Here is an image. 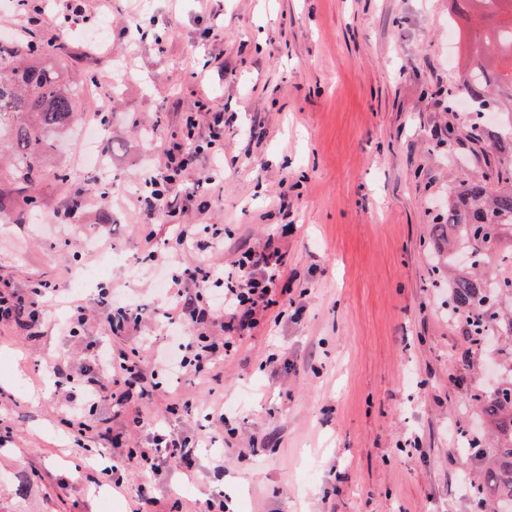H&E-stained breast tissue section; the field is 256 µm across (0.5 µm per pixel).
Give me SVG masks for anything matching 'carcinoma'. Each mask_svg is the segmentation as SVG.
<instances>
[{
  "label": "carcinoma",
  "mask_w": 512,
  "mask_h": 512,
  "mask_svg": "<svg viewBox=\"0 0 512 512\" xmlns=\"http://www.w3.org/2000/svg\"><path fill=\"white\" fill-rule=\"evenodd\" d=\"M453 2L461 15L471 9L483 18L508 14L489 35L467 43L473 64L462 79L475 105L472 129L495 134L503 146L497 164L448 206V234L436 252H448L450 267L459 251L470 258V266L448 277V315L459 320L477 313L479 325L473 336L512 337V314L498 308L501 297L512 295V244L499 248L504 236L512 240V146H507L512 143V114L503 113L504 102L512 103V67H494V54L512 56V0ZM18 55V49L0 45V138L9 135L6 149L17 177L33 189L39 160L50 146L48 135L63 133L77 121L78 90L65 76L64 57L46 60L39 47L27 49V61ZM501 369L503 377L496 388L471 394L495 432L497 456L496 465L472 483V512H482L484 505L494 512H512V355ZM462 448L469 459H483L479 436L466 437Z\"/></svg>",
  "instance_id": "obj_1"
}]
</instances>
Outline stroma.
Segmentation results:
<instances>
[{
	"mask_svg": "<svg viewBox=\"0 0 512 512\" xmlns=\"http://www.w3.org/2000/svg\"><path fill=\"white\" fill-rule=\"evenodd\" d=\"M82 5L88 29L109 23L95 50L59 7L35 31L92 78L77 122L41 164L36 206L0 157V285L41 279L61 296L37 329L0 324V428L12 430L0 446V512H132L141 478L125 448L160 427L199 433L217 410L234 436L200 449L192 472L166 468L153 486L157 512H204L217 496L229 512H472L465 477L476 466L459 438L482 431L469 395L499 382L502 355L469 350L425 247L442 233L435 215L498 153L476 137L467 99L448 103L468 64L467 22L449 20L451 0ZM216 102L254 135L225 130L224 163L197 196L206 208L184 222L223 226V245L208 254L216 265L282 233L298 311L243 337L218 379L160 372L144 427L104 458L103 437L79 448L61 426L51 366L90 364L86 343L108 333L101 289L135 304L153 298L159 273L145 238L160 245L168 231L146 223L139 188L164 171L184 115ZM105 103L100 174L86 166L84 135ZM110 252L122 264L76 290L75 274ZM67 298L90 310L78 337L63 329ZM112 345L174 352L179 343L155 314Z\"/></svg>",
	"mask_w": 512,
	"mask_h": 512,
	"instance_id": "35a3bbf8",
	"label": "stroma"
}]
</instances>
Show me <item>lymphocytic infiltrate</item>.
<instances>
[{"label":"lymphocytic infiltrate","instance_id":"obj_1","mask_svg":"<svg viewBox=\"0 0 512 512\" xmlns=\"http://www.w3.org/2000/svg\"><path fill=\"white\" fill-rule=\"evenodd\" d=\"M234 116L225 115L223 107L212 106L207 120L197 113H187L179 137L165 149L168 164L160 176L150 178L138 200L148 221H160L172 228V241L182 251L198 254V261L173 276L172 288L164 296L161 309L176 330L193 329L184 354L176 359L160 356L168 370L197 378L215 379L237 339L251 335L273 308L287 305L288 257L275 239L263 245L250 246L237 252L228 266L208 262L206 253L216 248L223 238L221 228L205 225V238L192 236L181 219L195 197L189 181L197 185L212 184L213 178L203 174L192 176L194 159L215 158V149L224 141L225 125ZM206 133H199V126ZM52 288L40 280L32 281L26 292L0 290V321L25 320L27 327L40 325L45 299ZM219 318L224 331L217 338L204 332L211 318ZM55 387L64 397L68 409L65 425L75 445H82L88 430L82 419L85 407L113 403L121 407L136 406L153 398L160 385L149 360L139 348H112L98 344L92 350L91 363L83 380H75L66 365L52 368ZM200 448L199 438L172 431H156L143 448L130 449L129 460L141 471L159 475L164 462L191 468Z\"/></svg>","mask_w":512,"mask_h":512}]
</instances>
